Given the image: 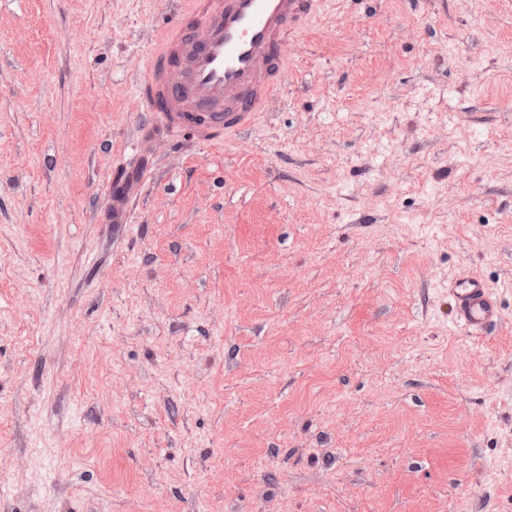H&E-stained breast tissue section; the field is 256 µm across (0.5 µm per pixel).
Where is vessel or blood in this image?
I'll list each match as a JSON object with an SVG mask.
<instances>
[{"label": "vessel or blood", "mask_w": 512, "mask_h": 512, "mask_svg": "<svg viewBox=\"0 0 512 512\" xmlns=\"http://www.w3.org/2000/svg\"><path fill=\"white\" fill-rule=\"evenodd\" d=\"M327 0H207L176 14L147 56L136 95L152 114L159 140L220 145L256 126L281 91L286 48L324 14ZM140 179L155 161L145 140L129 147ZM455 326L470 336L500 319L498 301L479 276L466 273L448 289Z\"/></svg>", "instance_id": "1"}]
</instances>
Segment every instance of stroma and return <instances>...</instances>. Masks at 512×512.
I'll list each match as a JSON object with an SVG mask.
<instances>
[{
    "instance_id": "obj_1",
    "label": "stroma",
    "mask_w": 512,
    "mask_h": 512,
    "mask_svg": "<svg viewBox=\"0 0 512 512\" xmlns=\"http://www.w3.org/2000/svg\"><path fill=\"white\" fill-rule=\"evenodd\" d=\"M169 19L0 11V512H512V0H329L116 224ZM454 325L469 336H481L500 319L498 301L479 276L466 273L448 288Z\"/></svg>"
}]
</instances>
